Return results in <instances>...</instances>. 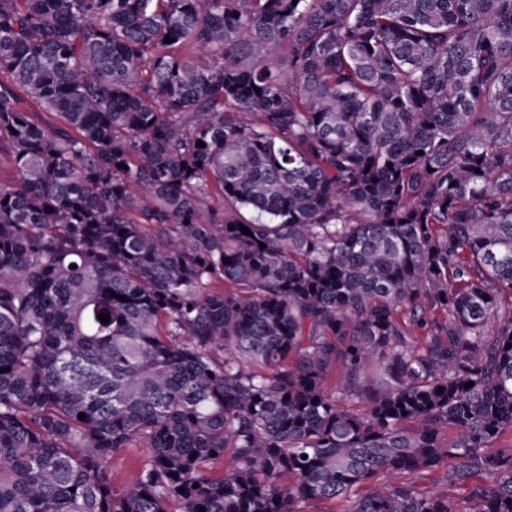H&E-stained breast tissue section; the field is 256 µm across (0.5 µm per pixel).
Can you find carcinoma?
<instances>
[{
	"instance_id": "cac0c4a2",
	"label": "carcinoma",
	"mask_w": 512,
	"mask_h": 512,
	"mask_svg": "<svg viewBox=\"0 0 512 512\" xmlns=\"http://www.w3.org/2000/svg\"><path fill=\"white\" fill-rule=\"evenodd\" d=\"M0 162V512H512V0H0ZM147 456L146 448H127L117 453L108 468L113 483L120 485L132 481Z\"/></svg>"
}]
</instances>
